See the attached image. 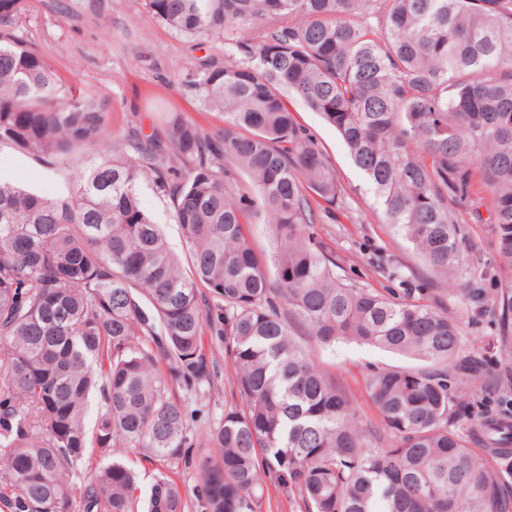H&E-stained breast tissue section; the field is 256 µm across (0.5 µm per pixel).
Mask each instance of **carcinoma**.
Wrapping results in <instances>:
<instances>
[{
    "label": "carcinoma",
    "instance_id": "1",
    "mask_svg": "<svg viewBox=\"0 0 512 512\" xmlns=\"http://www.w3.org/2000/svg\"><path fill=\"white\" fill-rule=\"evenodd\" d=\"M30 2L0 0V144L89 163L65 197L0 180V512H261L269 481L304 512H512L493 462L512 458V410L462 414L482 400L476 340L445 308L338 274L315 224L341 186L288 106L338 132L386 223L479 315L461 214L481 189L512 264V0H146L224 44L192 62L224 128L170 112L119 153L106 101L58 97ZM144 184L169 198L183 254ZM258 216L273 283L246 232ZM494 307L509 330L512 288ZM290 319L418 364L367 375L365 423ZM120 449L156 464L140 508ZM178 468L200 475L192 502ZM140 200L143 207L152 215L156 224H160L170 248L183 252V240L178 224L172 221L170 201L150 186H143L140 190Z\"/></svg>",
    "mask_w": 512,
    "mask_h": 512
}]
</instances>
